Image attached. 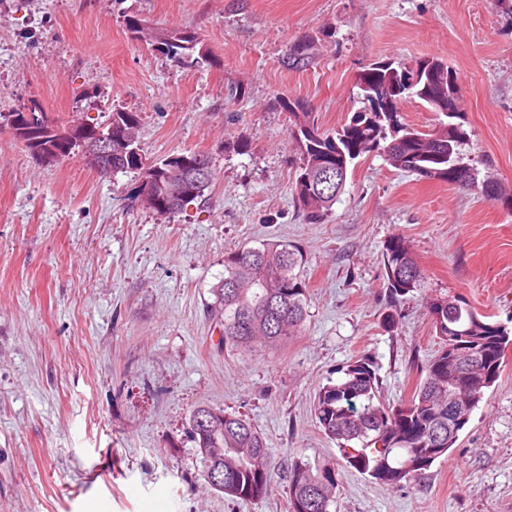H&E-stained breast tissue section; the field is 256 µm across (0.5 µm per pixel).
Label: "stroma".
I'll use <instances>...</instances> for the list:
<instances>
[{"mask_svg":"<svg viewBox=\"0 0 512 512\" xmlns=\"http://www.w3.org/2000/svg\"><path fill=\"white\" fill-rule=\"evenodd\" d=\"M198 32L211 57L173 62L126 15ZM317 39L314 66L282 58ZM435 58L456 72L468 141L512 189V16L498 0H0V112L40 108L106 124L140 117L152 164L213 153L209 203L158 216L139 173L103 178L80 156L47 166L0 132V512H287L288 481L242 505L200 475L189 416L246 414L275 465L332 463L331 512H512V344L448 454L419 485L346 467L313 400L352 359L377 367L380 399H408L435 355L429 305L459 297L512 330V206L398 171L375 151L351 168L331 215L293 202L298 150L285 99L331 133L364 108L359 70ZM403 238L421 278L394 328L380 262ZM302 249L305 331L242 355L210 314L224 252Z\"/></svg>","mask_w":512,"mask_h":512,"instance_id":"stroma-1","label":"stroma"}]
</instances>
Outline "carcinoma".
Listing matches in <instances>:
<instances>
[{
    "label": "carcinoma",
    "mask_w": 512,
    "mask_h": 512,
    "mask_svg": "<svg viewBox=\"0 0 512 512\" xmlns=\"http://www.w3.org/2000/svg\"><path fill=\"white\" fill-rule=\"evenodd\" d=\"M164 33L175 41L170 53L174 62L208 59L197 32L171 28ZM301 41L309 46L303 50L304 56L287 60L290 68L301 69L315 62V38L305 36ZM358 82L368 108L333 134L320 130L304 103H285L289 134L299 150L295 201L309 223H321L332 212L345 192L353 162L379 149L397 170L475 191L490 201H512V194L495 180L478 178L477 164L462 161L460 147L468 133L459 122V84L453 71H448L445 82H427L415 78L413 70H398L391 63L378 61L362 70ZM407 99H418L431 111L443 113L448 123L434 133L407 126L399 114ZM18 114L17 110L0 114V130H7L33 153L40 144L34 142L36 136L24 131ZM111 122L128 130L133 148L128 155H112V168L118 173L135 170L142 174V184L149 185L153 196L146 208L166 217L192 202L210 200L206 192L212 191L217 177L212 154L184 153L182 161L195 164L203 160L210 170L206 180L190 185V197L183 201L166 177L172 162L164 158L147 166L135 151L139 115L115 109ZM50 147L40 158L52 163L69 157L80 145L61 139ZM305 262L297 246L283 241L224 250V277L213 287L210 308L222 327L220 343L248 353L258 347H276L301 334L307 320V288L295 269ZM381 263L393 303L417 288L421 269L403 238L393 237L385 243ZM429 312L440 349L422 367L407 400L393 405L379 400L376 366L368 357L347 365L344 377L323 385L314 400L319 428L336 441L347 466L391 487L419 484L425 471L454 446L485 391L498 381L506 347L512 342V333L505 326L486 320L461 298L435 302ZM457 351L473 357L469 370L456 364ZM471 377L478 382L472 385L469 404L453 410L448 397ZM189 423L203 478L209 479L213 471L224 475L220 484H211L212 489L241 504L262 500L275 467L266 439L250 419L240 412L203 405L192 411ZM337 488L335 467L316 466L296 456L288 467V512H330Z\"/></svg>",
    "instance_id": "carcinoma-1"
}]
</instances>
